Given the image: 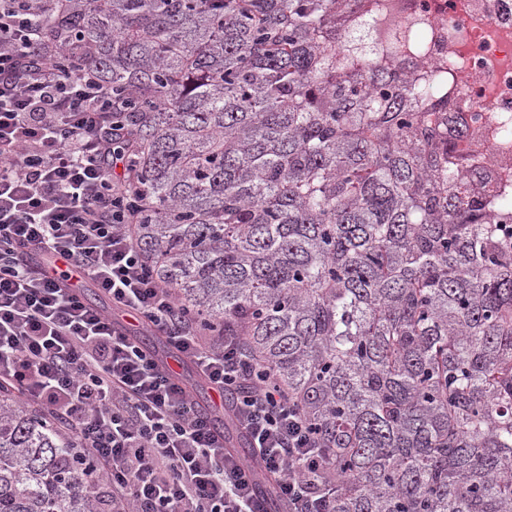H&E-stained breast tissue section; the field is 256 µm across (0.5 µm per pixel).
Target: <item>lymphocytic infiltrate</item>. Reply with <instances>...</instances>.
I'll use <instances>...</instances> for the list:
<instances>
[{
	"mask_svg": "<svg viewBox=\"0 0 512 512\" xmlns=\"http://www.w3.org/2000/svg\"><path fill=\"white\" fill-rule=\"evenodd\" d=\"M47 0H0V381L66 429L98 469L95 512H332L330 459L271 376L247 385L234 336L205 337L136 243L112 92L65 71L38 18ZM92 283L192 361L260 461L247 469L179 373L89 302Z\"/></svg>",
	"mask_w": 512,
	"mask_h": 512,
	"instance_id": "f902f5d3",
	"label": "lymphocytic infiltrate"
}]
</instances>
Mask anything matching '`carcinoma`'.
Masks as SVG:
<instances>
[{"label": "carcinoma", "instance_id": "1", "mask_svg": "<svg viewBox=\"0 0 512 512\" xmlns=\"http://www.w3.org/2000/svg\"><path fill=\"white\" fill-rule=\"evenodd\" d=\"M365 0H65L120 104L159 281L243 338L319 439L334 512H512V207L465 173ZM69 435L0 383V512H92Z\"/></svg>", "mask_w": 512, "mask_h": 512}]
</instances>
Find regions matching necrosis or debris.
<instances>
[{"instance_id":"1","label":"necrosis or debris","mask_w":512,"mask_h":512,"mask_svg":"<svg viewBox=\"0 0 512 512\" xmlns=\"http://www.w3.org/2000/svg\"><path fill=\"white\" fill-rule=\"evenodd\" d=\"M383 22L423 27L420 57L448 74V134L468 176L512 196V0H385Z\"/></svg>"}]
</instances>
